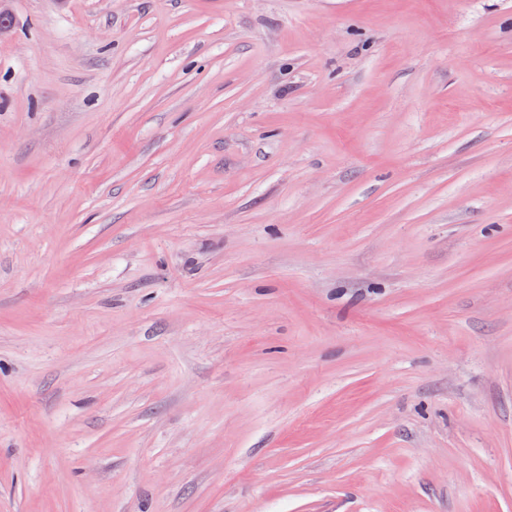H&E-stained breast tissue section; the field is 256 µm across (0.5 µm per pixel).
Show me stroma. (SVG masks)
<instances>
[{"label":"stroma","mask_w":512,"mask_h":512,"mask_svg":"<svg viewBox=\"0 0 512 512\" xmlns=\"http://www.w3.org/2000/svg\"><path fill=\"white\" fill-rule=\"evenodd\" d=\"M0 11V512H512V0Z\"/></svg>","instance_id":"stroma-1"}]
</instances>
